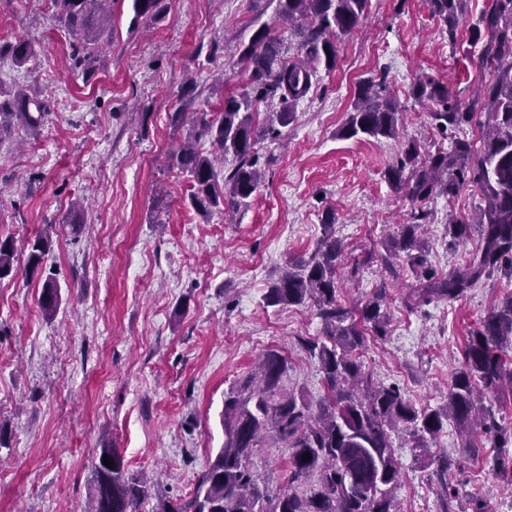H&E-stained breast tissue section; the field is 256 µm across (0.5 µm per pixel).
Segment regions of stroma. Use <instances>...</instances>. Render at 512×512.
Wrapping results in <instances>:
<instances>
[{"label": "stroma", "mask_w": 512, "mask_h": 512, "mask_svg": "<svg viewBox=\"0 0 512 512\" xmlns=\"http://www.w3.org/2000/svg\"><path fill=\"white\" fill-rule=\"evenodd\" d=\"M165 4L135 25L131 0H115L112 43L88 78L71 67L72 38L49 0H0V43L41 49L21 68L1 57L0 86L24 88L48 110L39 136L19 130L0 141V235L18 250L16 273L0 280V512H83L103 446L117 448L157 494L189 497L224 445L225 398L266 350L287 357L288 392L318 400L323 376L301 346L321 335L314 306L272 307L264 295L290 258L314 250L327 210L348 265L359 268L342 276L341 303L359 310L380 286L390 297L389 332L367 337L364 368L416 406L443 403L468 335L512 292V279L498 274L454 303L408 312L413 275L385 262L386 243L413 209L383 176L401 143L341 134L359 85L382 79L400 102L404 137L425 154L450 148L412 87L429 76L465 103L492 82L469 36L487 0H468L453 42L428 0H370L363 28L337 39L336 68L318 70L281 139L261 142L264 181L231 219L200 215L189 178L167 155L197 113L220 111L225 94L248 87L247 64L227 47L265 24L284 46L297 39L269 0ZM479 201L467 187L425 202L437 270L475 250L472 236L449 247L448 222H468ZM47 226L46 265L61 295L50 319L39 307L41 280L24 272L30 241ZM474 439L483 446L476 458L455 425L425 450L397 427L396 512H440L429 462L441 455L462 465L450 478L458 512L475 495L488 512H512V469L491 472V435L478 429Z\"/></svg>", "instance_id": "35a3bbf8"}]
</instances>
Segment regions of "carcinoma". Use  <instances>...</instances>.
Segmentation results:
<instances>
[{"label":"carcinoma","instance_id":"carcinoma-1","mask_svg":"<svg viewBox=\"0 0 512 512\" xmlns=\"http://www.w3.org/2000/svg\"><path fill=\"white\" fill-rule=\"evenodd\" d=\"M114 0H51L54 16L73 39L76 66L86 76L99 69L101 55L112 41ZM278 19L290 25L298 38L296 55H285L281 39L267 25L258 28L248 43L238 46L240 59L251 70L244 93L224 97L220 112H201L191 124L171 164L192 180L190 203L203 216L213 210L238 212L262 182L257 145L275 140L294 119L293 108L306 98L319 65L331 71L338 62L336 38L360 29L368 17L370 0H271ZM433 16L445 26L448 41L456 39L466 0H429ZM162 0H132V23L154 15ZM473 42H482L479 64L495 76L471 102L461 106L448 86L419 77L413 96L430 105L431 124L449 150L426 156L418 143H403L400 156L383 176L414 204L435 195L455 196L471 185L480 191L477 224L480 242L468 259L439 273L428 258L422 238L428 212L418 207L410 223L402 225L387 246L389 256L404 254L416 284L405 297L413 310L439 302L453 303L493 274L512 275V0H490L471 27ZM6 52L23 66L37 55L35 46L19 40ZM265 118L256 121L259 106ZM486 113L483 149L457 136L475 114ZM45 115L43 104L21 90L0 87V140L22 128L36 135ZM346 138L397 139L399 106L384 83L363 82L342 129ZM209 141L214 152L199 151ZM232 156L230 167L222 166ZM336 215L322 218L323 235L307 257L288 261L265 296L269 306L303 305L316 308L323 339H303L301 344L317 360L326 393L315 404L282 389L288 361L276 350L267 351L257 373L247 377L224 400V446L198 477L192 497L159 498L152 512H393V491L400 469L393 456L390 431L399 425L412 429L416 447H427L448 422L463 431L462 447L475 457L481 448L465 432L480 421L485 433L509 438L490 406L477 409L484 392L512 388L500 351L512 348V293L503 297L468 336L464 365L451 380L443 406L418 408L396 384H376L365 371L357 351L366 334H387V290L375 289L358 314L337 297V272L344 262V247L336 237ZM471 225L448 222L449 245L470 233ZM51 250V232L45 228L30 243L26 272L44 278L40 308L52 318L61 296L54 278L45 274ZM15 241L0 237V279L15 272ZM288 453L287 485L277 490L253 471L252 457L264 437ZM310 454L305 460L303 455ZM109 457L112 467L103 464ZM458 463L439 459L433 471L441 488L442 512H454L455 490L449 474ZM154 498L153 485L125 465L116 448L98 449L93 466L87 512H141Z\"/></svg>","mask_w":512,"mask_h":512}]
</instances>
